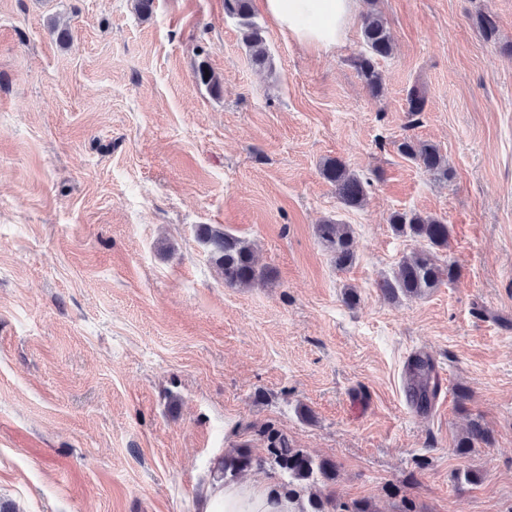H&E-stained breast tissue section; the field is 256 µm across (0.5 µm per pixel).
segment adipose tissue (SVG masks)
<instances>
[{
	"label": "adipose tissue",
	"mask_w": 512,
	"mask_h": 512,
	"mask_svg": "<svg viewBox=\"0 0 512 512\" xmlns=\"http://www.w3.org/2000/svg\"><path fill=\"white\" fill-rule=\"evenodd\" d=\"M279 29L297 42L326 52L336 50L359 8V0H263ZM203 512H298L296 501L269 485L216 483Z\"/></svg>",
	"instance_id": "adipose-tissue-1"
}]
</instances>
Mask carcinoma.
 Masks as SVG:
<instances>
[{
	"mask_svg": "<svg viewBox=\"0 0 512 512\" xmlns=\"http://www.w3.org/2000/svg\"><path fill=\"white\" fill-rule=\"evenodd\" d=\"M229 14L238 19L241 38L253 63L264 68L271 63L269 48L263 30L253 21L251 0H225ZM365 50L353 60L365 88L373 97L383 91V74L378 61L391 56L393 43L381 14L375 10L366 14L362 22ZM408 111L418 115L425 110L423 88L415 84L407 93ZM397 152L425 172L448 179L451 170L440 149L430 143L405 137L396 145ZM323 178L334 186L336 197L349 208L364 206L369 182L350 170L340 158L325 160L320 169ZM389 223L398 234L423 240L429 248L412 251L399 260L392 274L376 283V288L387 299L401 296H423L453 279L456 270L451 265L435 263L430 249L448 246V225L435 216L418 211H395ZM318 239L328 248L336 268L347 269L356 261L353 233L348 224L327 219L316 225ZM199 240L206 247L210 259L219 270L226 288H253L267 283L270 270L258 266L255 248L247 240L231 233L222 224H201L197 229ZM432 364L428 357H417L410 368V397L417 406L426 408L437 395V386L431 383ZM267 456L258 458L247 449H237L224 456L218 468L217 479L231 481L240 472L266 464L278 470L283 481L279 490L300 502L299 512H376L368 502L339 504L332 494L313 491L317 486L327 487L336 479V465L329 460H315L300 448H294L288 438L274 430L264 434ZM487 429L478 420L470 422L467 431L456 441L457 452L466 455L477 444L488 441Z\"/></svg>",
	"mask_w": 512,
	"mask_h": 512,
	"instance_id": "obj_1",
	"label": "carcinoma"
}]
</instances>
